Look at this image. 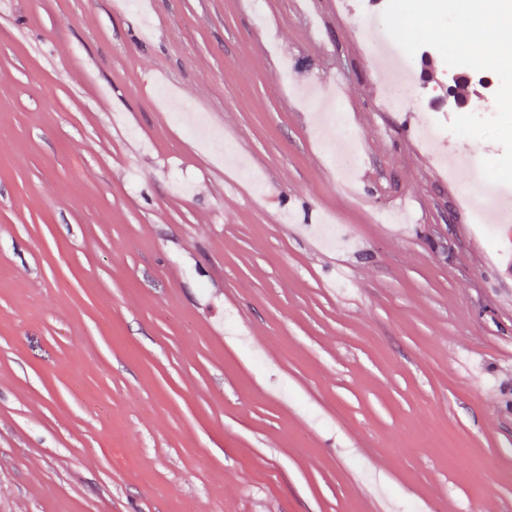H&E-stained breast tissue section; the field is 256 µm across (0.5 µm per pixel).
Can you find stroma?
Listing matches in <instances>:
<instances>
[{
    "label": "stroma",
    "instance_id": "stroma-1",
    "mask_svg": "<svg viewBox=\"0 0 512 512\" xmlns=\"http://www.w3.org/2000/svg\"><path fill=\"white\" fill-rule=\"evenodd\" d=\"M385 6L0 0V512H512V244L437 162L503 147L421 139L435 50L383 110Z\"/></svg>",
    "mask_w": 512,
    "mask_h": 512
}]
</instances>
